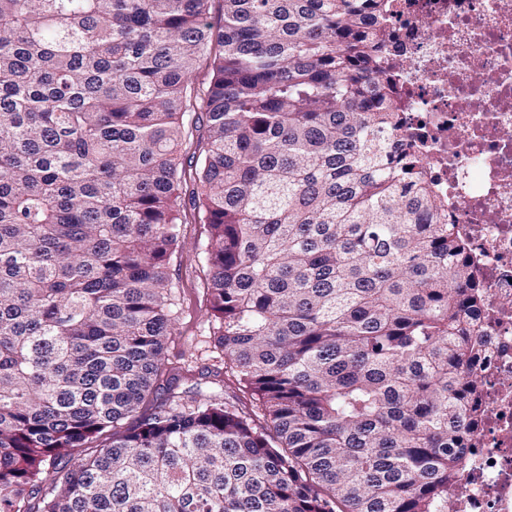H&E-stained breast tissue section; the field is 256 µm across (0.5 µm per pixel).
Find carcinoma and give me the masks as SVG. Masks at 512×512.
Listing matches in <instances>:
<instances>
[{
	"instance_id": "cac0c4a2",
	"label": "carcinoma",
	"mask_w": 512,
	"mask_h": 512,
	"mask_svg": "<svg viewBox=\"0 0 512 512\" xmlns=\"http://www.w3.org/2000/svg\"><path fill=\"white\" fill-rule=\"evenodd\" d=\"M211 2L0 0V512H447L481 288L400 134L390 0ZM197 112L246 402L164 375Z\"/></svg>"
}]
</instances>
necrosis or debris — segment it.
I'll return each mask as SVG.
<instances>
[{"label":"necrosis or debris","mask_w":512,"mask_h":512,"mask_svg":"<svg viewBox=\"0 0 512 512\" xmlns=\"http://www.w3.org/2000/svg\"><path fill=\"white\" fill-rule=\"evenodd\" d=\"M404 131L482 287L481 415L448 512H512V0H391Z\"/></svg>","instance_id":"1"}]
</instances>
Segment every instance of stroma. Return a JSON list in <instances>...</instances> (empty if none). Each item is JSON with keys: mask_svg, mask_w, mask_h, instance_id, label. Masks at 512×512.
I'll list each match as a JSON object with an SVG mask.
<instances>
[{"mask_svg": "<svg viewBox=\"0 0 512 512\" xmlns=\"http://www.w3.org/2000/svg\"><path fill=\"white\" fill-rule=\"evenodd\" d=\"M179 230L178 247L170 263L171 298L179 321L167 338L166 363L178 374L180 390L199 389L204 395L229 399L238 389L224 370L223 353L214 345L213 331L218 322L210 311L204 229L187 208Z\"/></svg>", "mask_w": 512, "mask_h": 512, "instance_id": "obj_1", "label": "stroma"}]
</instances>
